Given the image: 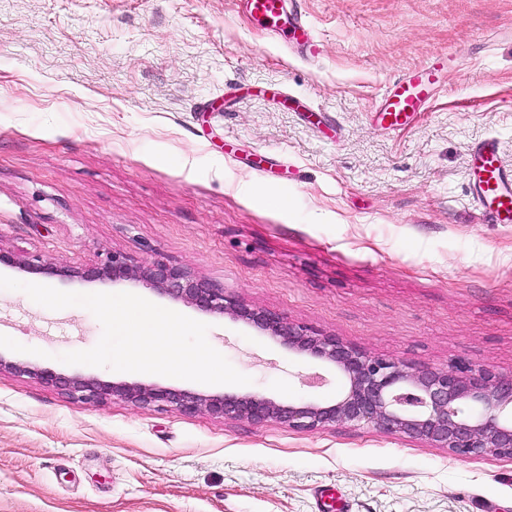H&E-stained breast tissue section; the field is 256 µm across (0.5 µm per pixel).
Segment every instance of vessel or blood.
I'll use <instances>...</instances> for the list:
<instances>
[{
	"instance_id": "b4317fda",
	"label": "vessel or blood",
	"mask_w": 512,
	"mask_h": 512,
	"mask_svg": "<svg viewBox=\"0 0 512 512\" xmlns=\"http://www.w3.org/2000/svg\"><path fill=\"white\" fill-rule=\"evenodd\" d=\"M247 12L271 32L284 34L290 45L302 50L306 59L320 55V43L312 26L286 0H243ZM441 68L424 65L409 72L389 91L379 108L383 123L400 127L414 112L429 105L441 82ZM474 178L471 191L490 224H512V169L501 161L495 140L487 139L471 150Z\"/></svg>"
}]
</instances>
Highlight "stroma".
I'll return each mask as SVG.
<instances>
[{
	"mask_svg": "<svg viewBox=\"0 0 512 512\" xmlns=\"http://www.w3.org/2000/svg\"><path fill=\"white\" fill-rule=\"evenodd\" d=\"M313 62L239 0H0V250L64 268L26 283L129 292L208 324L248 385L69 365L102 326L0 289V359L204 394H308L335 367L150 285L85 279L113 252L413 369L512 375V224L470 193L469 149L512 168V0H297ZM436 57L444 84L398 130L386 86ZM512 512V458L372 427L315 432L122 400L77 404L0 371V512Z\"/></svg>",
	"mask_w": 512,
	"mask_h": 512,
	"instance_id": "obj_1",
	"label": "stroma"
}]
</instances>
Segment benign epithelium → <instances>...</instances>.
Returning a JSON list of instances; mask_svg holds the SVG:
<instances>
[{
	"label": "benign epithelium",
	"mask_w": 512,
	"mask_h": 512,
	"mask_svg": "<svg viewBox=\"0 0 512 512\" xmlns=\"http://www.w3.org/2000/svg\"><path fill=\"white\" fill-rule=\"evenodd\" d=\"M77 273L114 282L143 281L205 314L228 315L293 351L334 365L345 379L344 389L328 403L312 397L280 403L255 393L204 395L157 385L64 377L1 360L0 368L34 375L67 391L80 404L124 399L141 407H173L188 415L205 411L224 420L277 421L304 432L342 423L371 425L459 455L512 457V375L465 363L447 371L409 370L336 336L311 333L279 313L252 308L226 296L224 289L166 263L140 266L114 253L100 265Z\"/></svg>",
	"instance_id": "benign-epithelium-1"
}]
</instances>
